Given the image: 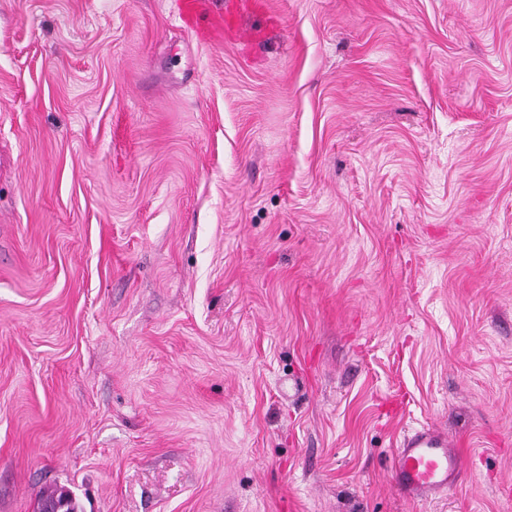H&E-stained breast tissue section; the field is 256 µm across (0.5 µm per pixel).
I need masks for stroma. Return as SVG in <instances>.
<instances>
[{
	"instance_id": "35a3bbf8",
	"label": "stroma",
	"mask_w": 512,
	"mask_h": 512,
	"mask_svg": "<svg viewBox=\"0 0 512 512\" xmlns=\"http://www.w3.org/2000/svg\"><path fill=\"white\" fill-rule=\"evenodd\" d=\"M268 6L0 0V512H512V0ZM212 0H177L176 16L182 27L191 30L200 39L217 37L243 39L238 20L243 14H264V0H225L221 8L213 9ZM451 447L448 434L434 428L406 434L396 448L392 465L399 493L415 501L436 496L454 485L463 460ZM65 501V506L59 509V512H79L78 505L72 494L61 488L47 494L42 499V506L40 512H55L58 505H62Z\"/></svg>"
}]
</instances>
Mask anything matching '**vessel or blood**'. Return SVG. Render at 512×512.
I'll use <instances>...</instances> for the list:
<instances>
[{
    "label": "vessel or blood",
    "mask_w": 512,
    "mask_h": 512,
    "mask_svg": "<svg viewBox=\"0 0 512 512\" xmlns=\"http://www.w3.org/2000/svg\"><path fill=\"white\" fill-rule=\"evenodd\" d=\"M266 0H224L213 8L212 0H176V16L182 27L201 39H239L238 21L243 14H262ZM463 460L445 432L425 428L405 435L396 449L392 477L399 493L415 501L438 495L456 483Z\"/></svg>",
    "instance_id": "vessel-or-blood-1"
}]
</instances>
